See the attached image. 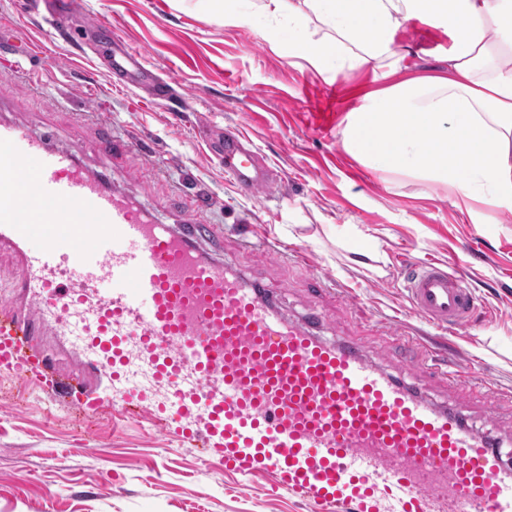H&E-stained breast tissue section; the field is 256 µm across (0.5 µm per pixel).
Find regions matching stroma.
I'll return each mask as SVG.
<instances>
[{
    "mask_svg": "<svg viewBox=\"0 0 512 512\" xmlns=\"http://www.w3.org/2000/svg\"><path fill=\"white\" fill-rule=\"evenodd\" d=\"M83 2L72 28L82 30L88 16L106 23L171 84L170 99L156 103L150 88L111 85L94 37L50 33L47 0H0V33L16 46L12 63L0 64L1 117L75 149L84 165L110 172L166 222L203 203L204 217L224 227L225 258L283 310H320L335 335L360 339L389 373L422 382L436 402L463 401L474 424L492 400L502 424L512 423V211H484L478 201L367 167L346 152L348 112L381 86L372 71L329 80L299 70L264 26L225 23L204 0ZM395 40L420 51L403 76L442 69L436 56L450 44L446 33L412 21ZM215 124L240 129L264 157L277 179L270 197L237 192L206 143ZM107 130L145 135L150 154L111 161L98 148ZM479 211L485 223H474ZM239 224L256 225L281 258L243 248ZM412 261L463 273L477 298L474 329L441 330L411 313ZM319 269L332 280L317 296L310 279ZM394 326L421 349H446L453 367L467 369V388L430 367H406L389 350ZM200 457L148 422L116 433L108 414L86 415L0 374V512H310L265 480Z\"/></svg>",
    "mask_w": 512,
    "mask_h": 512,
    "instance_id": "obj_1",
    "label": "stroma"
}]
</instances>
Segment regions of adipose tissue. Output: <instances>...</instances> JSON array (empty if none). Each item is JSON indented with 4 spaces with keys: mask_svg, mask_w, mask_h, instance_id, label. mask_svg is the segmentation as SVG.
<instances>
[{
    "mask_svg": "<svg viewBox=\"0 0 512 512\" xmlns=\"http://www.w3.org/2000/svg\"><path fill=\"white\" fill-rule=\"evenodd\" d=\"M214 12L239 26L287 22L292 64L335 79L379 73L383 85L351 112L344 149L364 165L442 184L492 211L512 210V0H259ZM448 34V70L399 79L403 24Z\"/></svg>",
    "mask_w": 512,
    "mask_h": 512,
    "instance_id": "ef3b65f1",
    "label": "adipose tissue"
}]
</instances>
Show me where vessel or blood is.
Segmentation results:
<instances>
[{
  "label": "vessel or blood",
  "mask_w": 512,
  "mask_h": 512,
  "mask_svg": "<svg viewBox=\"0 0 512 512\" xmlns=\"http://www.w3.org/2000/svg\"><path fill=\"white\" fill-rule=\"evenodd\" d=\"M78 7L56 0L57 32ZM118 86L170 87L97 21ZM239 129L212 145L238 191L259 199L273 172ZM140 139L106 136L119 160ZM224 231L196 213L169 224L133 201L74 149L0 120V250L17 261L0 299V370L21 386L56 369L67 339L85 414L103 411L101 383L121 386L120 421H148L169 440L266 476L314 512H512V455L458 407L378 366L359 341L325 336L312 311L291 317L267 288L206 250ZM411 311L449 330L476 308L444 264L411 265ZM146 364L148 383L132 381Z\"/></svg>",
  "instance_id": "vessel-or-blood-1"
}]
</instances>
